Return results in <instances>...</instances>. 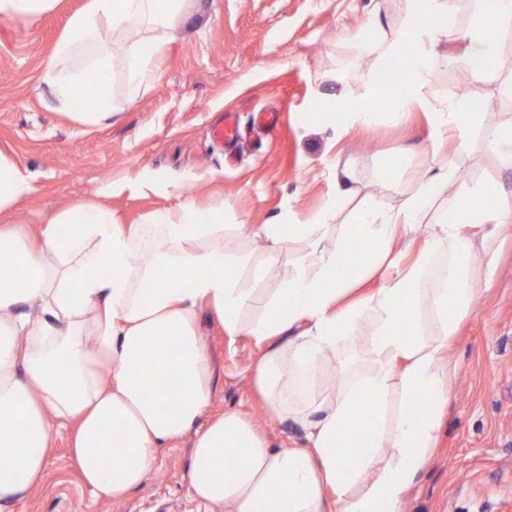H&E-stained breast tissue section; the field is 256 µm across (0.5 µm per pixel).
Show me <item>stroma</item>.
<instances>
[{"mask_svg": "<svg viewBox=\"0 0 512 512\" xmlns=\"http://www.w3.org/2000/svg\"><path fill=\"white\" fill-rule=\"evenodd\" d=\"M86 2L58 0L29 22L0 18V154L31 176L33 192L10 215L29 236L77 203L108 208L122 224H151L191 201L203 210L223 207L224 252L246 259L239 277L249 299L237 314L246 324L270 300L287 303L280 290L307 253L294 236L287 259L268 265L266 241L253 234L260 225L308 222L329 205L324 244L335 248L364 200L398 209L429 167L445 162L455 177L435 201L440 215H452L460 192L489 184L490 207L512 205V170L486 145L489 129H512V70L479 77L463 70L459 56L481 0H449L438 50L450 60L420 89L423 106L398 126L376 118L344 129L310 115L334 95L366 101L384 41L407 20L404 0H190L188 14L164 29L159 79L135 98L126 92L123 49H150L156 32L142 25L136 35L107 40L114 115L94 126L62 112L39 81L69 18ZM367 27L375 43L358 41ZM462 84L480 88V117L469 124L464 149L452 138L433 149L430 109ZM264 109L279 112L276 127L255 126ZM228 112L240 125L230 144L209 131ZM468 235L481 294L448 353L455 373L438 448L404 512H512V232L501 234L490 285L479 228ZM257 266L265 269L259 280L251 275ZM197 327L210 361V414L243 408L274 445L303 446L299 426L268 414L253 394V339L227 335L204 307ZM51 439L44 482L7 512H224L188 495L190 438L159 449L144 483L120 501L92 500L67 434L55 431Z\"/></svg>", "mask_w": 512, "mask_h": 512, "instance_id": "obj_1", "label": "stroma"}]
</instances>
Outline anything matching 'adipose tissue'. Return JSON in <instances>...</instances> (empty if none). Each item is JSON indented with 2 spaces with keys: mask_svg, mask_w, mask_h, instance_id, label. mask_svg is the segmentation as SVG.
<instances>
[{
  "mask_svg": "<svg viewBox=\"0 0 512 512\" xmlns=\"http://www.w3.org/2000/svg\"><path fill=\"white\" fill-rule=\"evenodd\" d=\"M183 0H89L75 13L40 81L85 123L108 117L112 57L106 36L131 18L173 23ZM407 23L388 41L393 75L358 107L335 96L337 126L381 117L396 124L430 83L446 0H405ZM465 56L502 63L492 29L512 27V0H484ZM93 81L95 99L84 86ZM454 177L428 170L418 193L385 213L364 201L339 246H324L330 210L294 222L307 245L285 292L258 320L235 315L248 293L240 264L224 255V210L210 211L214 241L198 246L194 204L162 216L158 235L119 224L111 212L78 204L28 239L0 225V504L17 502L44 478L49 421L72 432L81 482L98 499H119L151 471L159 449L191 437L189 492L226 512H403L408 492L436 448L452 367L448 351L472 312L477 288L466 230L483 227L493 255L512 210H485L482 191L453 202L452 221L428 224L414 259L396 250ZM33 190L26 171L0 155V212ZM67 232H59V225ZM381 286L355 290L371 277ZM208 305L228 335L246 334L261 354L253 386L267 410L298 423L305 447L273 446L248 413L204 414L211 398L196 311ZM372 333L362 365L344 368L326 398L309 388L323 357L343 349L362 317Z\"/></svg>",
  "mask_w": 512,
  "mask_h": 512,
  "instance_id": "ef3b65f1",
  "label": "adipose tissue"
}]
</instances>
